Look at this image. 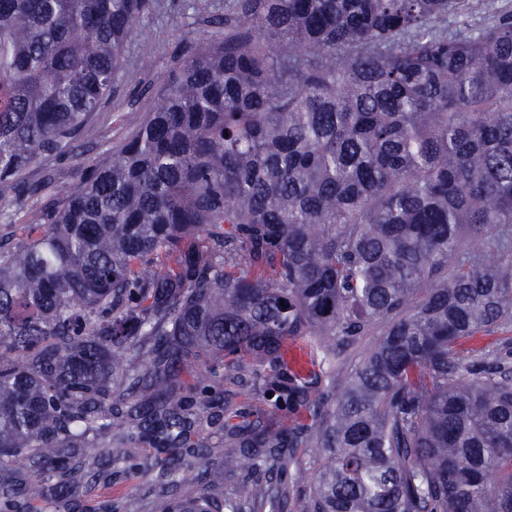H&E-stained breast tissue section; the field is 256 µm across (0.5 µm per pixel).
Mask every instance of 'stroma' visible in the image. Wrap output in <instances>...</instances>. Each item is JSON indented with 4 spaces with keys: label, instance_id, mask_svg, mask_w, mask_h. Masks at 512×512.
<instances>
[{
    "label": "stroma",
    "instance_id": "35a3bbf8",
    "mask_svg": "<svg viewBox=\"0 0 512 512\" xmlns=\"http://www.w3.org/2000/svg\"><path fill=\"white\" fill-rule=\"evenodd\" d=\"M228 0H151L138 26L126 42L121 69L137 73L139 87L116 80L112 93L93 121L83 153L61 157H41L28 176L38 181L52 177L55 182L74 186L91 166L111 162L121 146L134 135L151 112L154 96L182 61L189 48L206 44L215 30L213 21L223 17ZM51 192L32 197L24 208H16L0 198V239L14 242L42 224L44 214L58 205ZM139 497L142 512H156L157 500L152 478L135 474L118 476L97 485L83 501L86 512H101L104 505L120 504L128 495Z\"/></svg>",
    "mask_w": 512,
    "mask_h": 512
}]
</instances>
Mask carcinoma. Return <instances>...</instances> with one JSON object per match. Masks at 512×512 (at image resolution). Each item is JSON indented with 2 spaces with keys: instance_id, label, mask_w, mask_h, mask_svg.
<instances>
[{
  "instance_id": "carcinoma-1",
  "label": "carcinoma",
  "mask_w": 512,
  "mask_h": 512,
  "mask_svg": "<svg viewBox=\"0 0 512 512\" xmlns=\"http://www.w3.org/2000/svg\"><path fill=\"white\" fill-rule=\"evenodd\" d=\"M147 7L0 0V196L63 201L0 247V512H82L121 472L160 512H289L292 485L304 512H512V343L454 352L512 326V11L232 0L110 164L28 180ZM226 381L264 407L217 424ZM512 338V329H499L491 336L477 337L473 340L463 342L456 347V355L463 361H470L476 357L479 350L490 343L509 341Z\"/></svg>"
}]
</instances>
